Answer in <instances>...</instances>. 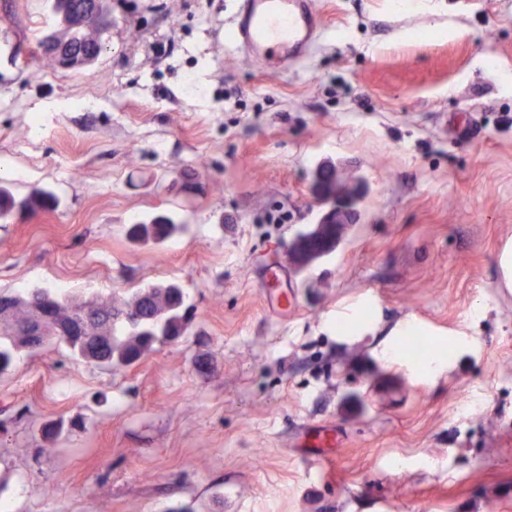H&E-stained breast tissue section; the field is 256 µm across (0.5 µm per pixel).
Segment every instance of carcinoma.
Returning <instances> with one entry per match:
<instances>
[{"label":"carcinoma","mask_w":512,"mask_h":512,"mask_svg":"<svg viewBox=\"0 0 512 512\" xmlns=\"http://www.w3.org/2000/svg\"><path fill=\"white\" fill-rule=\"evenodd\" d=\"M84 0H57L54 14L58 24L54 35L85 51L78 56V65H87L86 54L98 56L105 48V35L112 28V0H99L98 9L87 23L74 24V11ZM57 204L56 196L44 189L34 188L24 196H17L9 187L0 185V221L7 222L16 215L38 217ZM183 227L166 214H157L148 220L135 222L129 230L134 241H164ZM52 299L57 315L67 318L73 300L47 289L38 290ZM100 313L108 322L107 336H66L60 343L88 363L107 368L129 366L152 350L159 341H173L186 332L184 292L175 285L149 286L140 289L128 309H119L112 300L98 303ZM25 351L14 340L0 335V374L7 372L17 355Z\"/></svg>","instance_id":"obj_1"}]
</instances>
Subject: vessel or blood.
<instances>
[{
	"label": "vessel or blood",
	"mask_w": 512,
	"mask_h": 512,
	"mask_svg": "<svg viewBox=\"0 0 512 512\" xmlns=\"http://www.w3.org/2000/svg\"><path fill=\"white\" fill-rule=\"evenodd\" d=\"M323 33L312 0H234L225 43L254 60H304Z\"/></svg>",
	"instance_id": "vessel-or-blood-1"
}]
</instances>
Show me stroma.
Masks as SVG:
<instances>
[{
	"mask_svg": "<svg viewBox=\"0 0 512 512\" xmlns=\"http://www.w3.org/2000/svg\"><path fill=\"white\" fill-rule=\"evenodd\" d=\"M314 4L329 35L281 72L225 54L232 0H112L63 70L27 57L47 0H0V180L59 198L0 223V291L190 307L131 366L52 341L0 375L11 512H512V0ZM322 163L366 193L329 256L285 259L280 316L262 260L314 228ZM158 212L185 231L133 242ZM409 321L437 372L387 357Z\"/></svg>",
	"mask_w": 512,
	"mask_h": 512,
	"instance_id": "obj_1",
	"label": "stroma"
}]
</instances>
